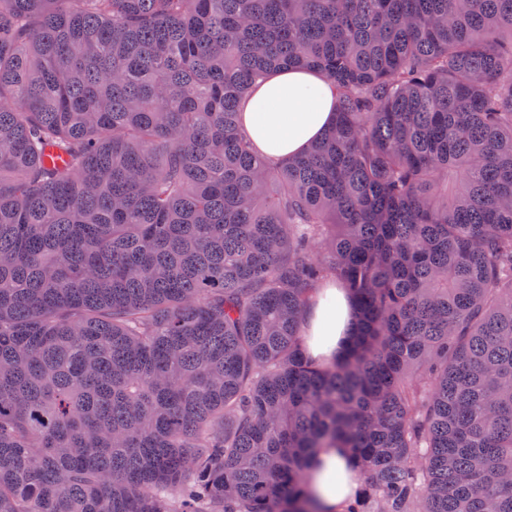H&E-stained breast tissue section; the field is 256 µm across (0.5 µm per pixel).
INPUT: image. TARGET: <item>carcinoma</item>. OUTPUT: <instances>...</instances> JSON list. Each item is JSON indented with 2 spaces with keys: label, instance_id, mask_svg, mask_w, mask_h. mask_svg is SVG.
<instances>
[{
  "label": "carcinoma",
  "instance_id": "cac0c4a2",
  "mask_svg": "<svg viewBox=\"0 0 512 512\" xmlns=\"http://www.w3.org/2000/svg\"><path fill=\"white\" fill-rule=\"evenodd\" d=\"M295 65L336 123L269 163ZM320 448L512 512V0H0V512H315ZM335 108V92L318 70L289 67L271 72L252 89L241 122L260 152L288 159L333 125ZM352 306L344 288H320L308 310L306 319L307 349L323 362L336 358L350 336Z\"/></svg>",
  "mask_w": 512,
  "mask_h": 512
}]
</instances>
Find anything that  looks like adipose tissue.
Masks as SVG:
<instances>
[{
  "label": "adipose tissue",
  "instance_id": "ef3b65f1",
  "mask_svg": "<svg viewBox=\"0 0 512 512\" xmlns=\"http://www.w3.org/2000/svg\"><path fill=\"white\" fill-rule=\"evenodd\" d=\"M336 96L315 69L289 67L271 72L252 89L241 114L244 129L262 153L285 159L302 154L336 120ZM352 321L345 289H319L308 310L305 331L312 357L333 361L345 345ZM355 461L345 449L323 448L312 462L310 490L321 512H343L359 487Z\"/></svg>",
  "mask_w": 512,
  "mask_h": 512
}]
</instances>
